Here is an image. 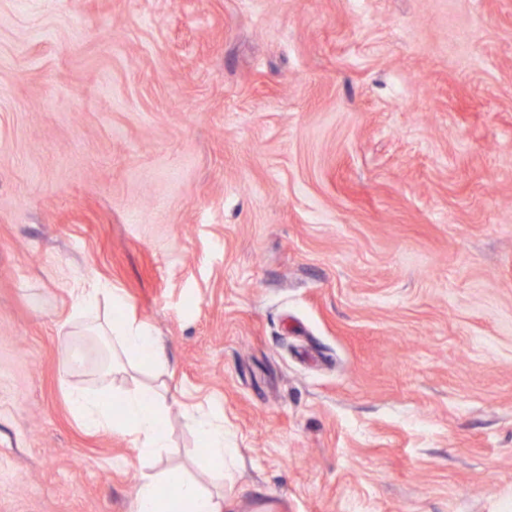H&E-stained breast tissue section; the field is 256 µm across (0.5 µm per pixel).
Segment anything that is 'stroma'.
Segmentation results:
<instances>
[{
  "mask_svg": "<svg viewBox=\"0 0 512 512\" xmlns=\"http://www.w3.org/2000/svg\"><path fill=\"white\" fill-rule=\"evenodd\" d=\"M86 279L224 512H512V0H0V512H132ZM100 294H109L108 306L102 316L99 314ZM124 305L125 298L116 288H97L92 284L79 288L73 313L58 327L62 337L60 358L65 368L71 366V345L80 339L77 336H92L103 343L104 359L100 372L113 382L117 378H126L135 363L139 367L143 363L165 364L164 348L151 328L117 314ZM196 438L206 453L199 460V471L211 477L219 474L230 478L238 462L236 448H224V420L213 417L200 420L195 428Z\"/></svg>",
  "mask_w": 512,
  "mask_h": 512,
  "instance_id": "35a3bbf8",
  "label": "stroma"
}]
</instances>
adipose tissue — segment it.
<instances>
[{"instance_id":"1","label":"adipose tissue","mask_w":512,"mask_h":512,"mask_svg":"<svg viewBox=\"0 0 512 512\" xmlns=\"http://www.w3.org/2000/svg\"><path fill=\"white\" fill-rule=\"evenodd\" d=\"M100 288L80 289L73 313L62 321L58 332L63 365L72 362L71 345L80 336H90L104 345L100 372L109 379L126 378L135 365L165 363L164 348L151 328L121 316L125 298L110 289L107 307H100ZM70 403L84 426L92 431L109 429L133 436L140 460L161 457L169 446V408L163 386L137 384L116 395L70 386ZM196 438L205 450L199 461V476H186L175 470L141 475L136 488L133 512H223L224 495L205 488L202 476L231 477L238 462V451L224 445V421L213 417L198 421ZM177 491L175 503L160 494L163 485Z\"/></svg>"}]
</instances>
